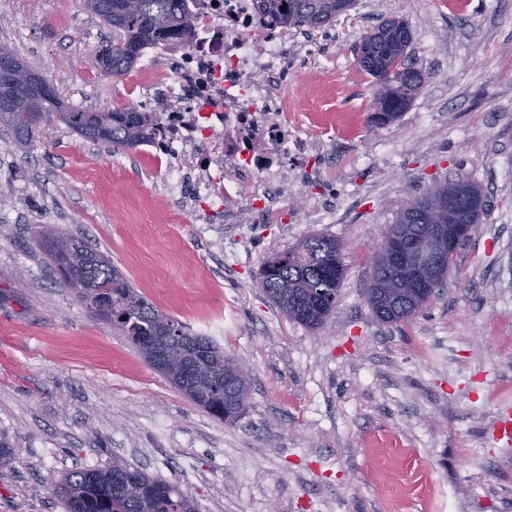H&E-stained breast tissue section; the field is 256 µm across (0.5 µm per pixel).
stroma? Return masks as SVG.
<instances>
[{
    "mask_svg": "<svg viewBox=\"0 0 512 512\" xmlns=\"http://www.w3.org/2000/svg\"><path fill=\"white\" fill-rule=\"evenodd\" d=\"M399 17L424 77L395 122H370L373 79L354 46ZM328 53L288 58L304 131L335 124L332 165L297 175L283 224L170 219L166 165L105 152L47 117L31 147L0 129V502L65 512L63 476L120 458L179 486L197 512H512V446L491 436L512 405V0H357L310 32ZM112 31L80 0H0V43L57 88L103 110L149 89L105 76ZM481 187L486 211L438 295L379 323L366 300L372 244L405 200L448 179ZM332 206L315 219L311 197ZM70 234L138 293L237 359L250 379L230 424L154 370L77 302L37 245ZM312 234L343 247L334 312L316 330L258 287L263 259Z\"/></svg>",
    "mask_w": 512,
    "mask_h": 512,
    "instance_id": "35a3bbf8",
    "label": "stroma"
}]
</instances>
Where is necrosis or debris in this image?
Instances as JSON below:
<instances>
[{
	"label": "necrosis or debris",
	"mask_w": 512,
	"mask_h": 512,
	"mask_svg": "<svg viewBox=\"0 0 512 512\" xmlns=\"http://www.w3.org/2000/svg\"><path fill=\"white\" fill-rule=\"evenodd\" d=\"M193 39L149 46L139 77L157 92L162 132L142 148L155 157L189 154L190 186L175 192L212 217L277 222L289 163L327 152V139L301 137L288 113V85L279 74L296 50L321 48L304 33L263 23L254 0H188Z\"/></svg>",
	"instance_id": "1"
}]
</instances>
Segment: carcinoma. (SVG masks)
<instances>
[{
    "instance_id": "carcinoma-1",
    "label": "carcinoma",
    "mask_w": 512,
    "mask_h": 512,
    "mask_svg": "<svg viewBox=\"0 0 512 512\" xmlns=\"http://www.w3.org/2000/svg\"><path fill=\"white\" fill-rule=\"evenodd\" d=\"M126 9L112 11L109 0H82L83 8L112 27V43L94 57L93 67L112 76L131 70L141 51L159 41L184 42L193 20L186 0H124ZM355 0H257L262 21L274 25L321 29L349 11ZM412 32L393 18L376 27V34L356 44V62L375 79V112L370 120L388 125L408 109L423 82L408 63ZM57 113L72 131L113 151L136 148L155 133L152 113L131 106L106 111L64 107L58 97L41 98L29 87L0 84V126L25 146L33 125L32 110ZM458 183L437 185L401 209L389 231L406 238L419 233L431 214L442 223L476 224L486 209V197L474 183L466 188L468 200L448 212V195ZM39 246L51 259L63 282L75 290L81 304L112 324L142 350L160 344L168 359L160 370L172 384L193 392L194 403L229 423L237 418L229 402H247L250 383L236 359L213 341L189 332L140 296L134 286L105 257L83 240L44 233ZM345 266L336 239L309 235L296 245L263 261L258 285L271 301L293 320L315 330L336 308ZM415 276L397 266L382 267L372 258L368 303L382 323H401L416 314L419 297ZM66 512H196L191 496L178 486L151 477L119 459L101 468L68 473L58 485Z\"/></svg>"
}]
</instances>
